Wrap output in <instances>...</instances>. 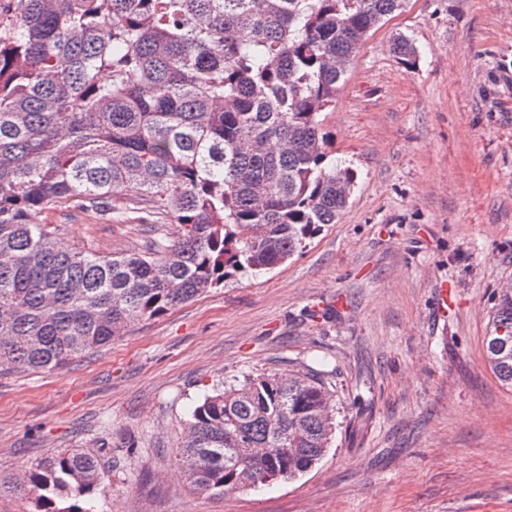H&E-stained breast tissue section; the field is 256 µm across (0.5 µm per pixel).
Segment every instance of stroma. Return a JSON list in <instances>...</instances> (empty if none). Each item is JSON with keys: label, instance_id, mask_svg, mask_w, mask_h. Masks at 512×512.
I'll return each instance as SVG.
<instances>
[{"label": "stroma", "instance_id": "stroma-1", "mask_svg": "<svg viewBox=\"0 0 512 512\" xmlns=\"http://www.w3.org/2000/svg\"><path fill=\"white\" fill-rule=\"evenodd\" d=\"M321 122L356 175L338 223L61 371L0 375V512H33L16 473L75 448L103 463L88 512H512V389L483 351L512 283V0H409ZM34 220L101 255L181 233L59 207ZM271 371L330 392L323 458L287 482L192 489L177 461L192 405Z\"/></svg>", "mask_w": 512, "mask_h": 512}]
</instances>
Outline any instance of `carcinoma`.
I'll return each instance as SVG.
<instances>
[{
  "label": "carcinoma",
  "instance_id": "carcinoma-1",
  "mask_svg": "<svg viewBox=\"0 0 512 512\" xmlns=\"http://www.w3.org/2000/svg\"><path fill=\"white\" fill-rule=\"evenodd\" d=\"M0 6V374L61 370L238 271L279 266L337 223L356 176L328 161L321 112L350 61L406 0H7ZM399 59L416 47L400 35ZM67 206L178 224V240L99 255L31 215ZM512 290L484 336L512 388ZM331 395L314 376L223 383L185 423L179 462L224 484L292 480L324 456ZM264 448L261 459L246 455ZM83 450L14 484L34 512L90 498Z\"/></svg>",
  "mask_w": 512,
  "mask_h": 512
}]
</instances>
